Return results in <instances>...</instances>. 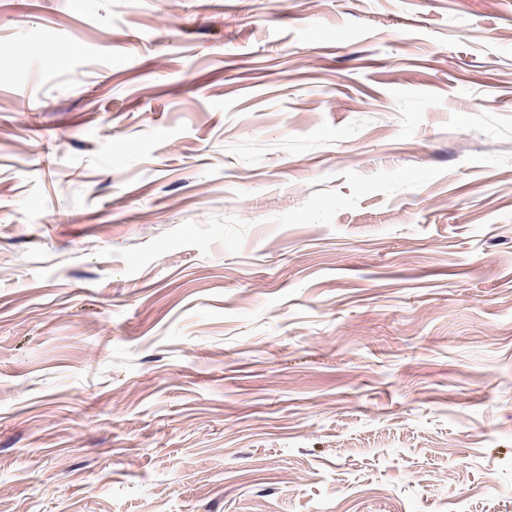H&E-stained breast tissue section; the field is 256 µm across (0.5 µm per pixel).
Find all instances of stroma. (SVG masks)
I'll use <instances>...</instances> for the list:
<instances>
[{"instance_id":"1","label":"stroma","mask_w":512,"mask_h":512,"mask_svg":"<svg viewBox=\"0 0 512 512\" xmlns=\"http://www.w3.org/2000/svg\"><path fill=\"white\" fill-rule=\"evenodd\" d=\"M0 512H512V0H0Z\"/></svg>"}]
</instances>
